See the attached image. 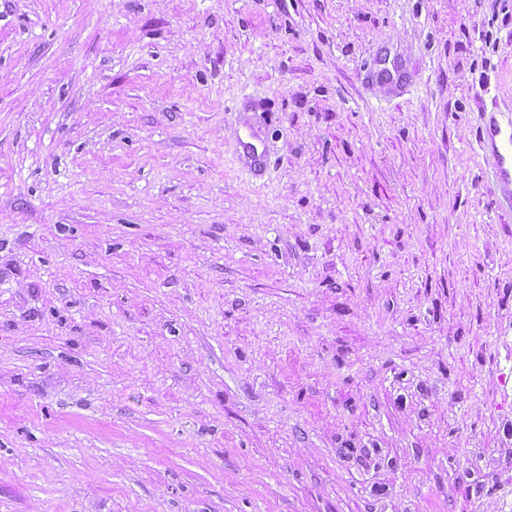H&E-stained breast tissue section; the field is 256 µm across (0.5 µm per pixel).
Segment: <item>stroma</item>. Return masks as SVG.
<instances>
[{"label": "stroma", "mask_w": 512, "mask_h": 512, "mask_svg": "<svg viewBox=\"0 0 512 512\" xmlns=\"http://www.w3.org/2000/svg\"><path fill=\"white\" fill-rule=\"evenodd\" d=\"M496 105L512 0H0V512H512ZM498 112H484L480 117L477 142L488 162L494 180L512 189V119L504 121Z\"/></svg>", "instance_id": "stroma-1"}]
</instances>
